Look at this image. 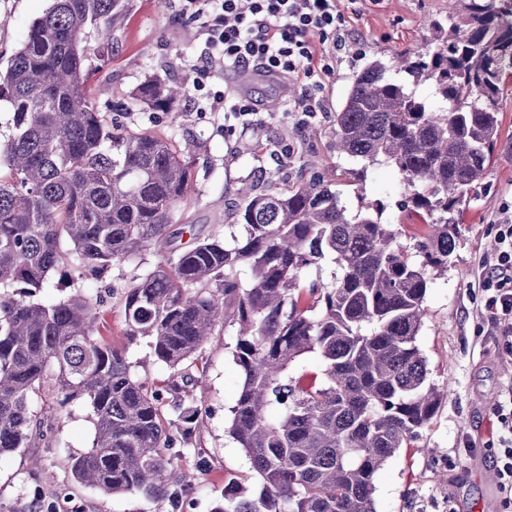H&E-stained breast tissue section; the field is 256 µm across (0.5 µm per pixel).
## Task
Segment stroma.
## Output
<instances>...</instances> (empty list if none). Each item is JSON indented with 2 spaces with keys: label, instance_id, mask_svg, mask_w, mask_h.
I'll use <instances>...</instances> for the list:
<instances>
[{
  "label": "stroma",
  "instance_id": "obj_1",
  "mask_svg": "<svg viewBox=\"0 0 512 512\" xmlns=\"http://www.w3.org/2000/svg\"><path fill=\"white\" fill-rule=\"evenodd\" d=\"M448 0H354L346 14L358 36L351 50L331 63L326 81L327 116L312 126L317 136L297 130L285 104L297 96V82L228 72L222 66L203 70L197 59L204 48L201 22L182 9L179 0H125L111 23L112 50L98 54L97 29L87 28L93 49L92 98L119 124L150 128L194 155L195 191L179 211L181 223L207 235L230 223L238 190L253 167L265 178L281 179L286 163L281 150L292 145L310 171L335 173L341 201L349 212L381 203L383 218L401 221L403 189L387 165L370 167L365 178H350L353 163L329 149L330 115L344 101L350 77L364 58L391 60L419 50L429 35L431 18L443 14ZM51 0H0V62L22 44L34 19ZM160 76L185 88L175 115L131 106L138 84ZM251 95L264 113L261 123H228L214 111L225 86ZM500 138L484 178L474 184L456 216L460 234L448 266L430 271L426 316L416 344L427 360L429 380L446 396L436 416L411 447L387 460L375 478L377 512H512V496L494 474L497 403L512 390V353L484 313L481 286L496 249L499 229L512 216V80L500 101ZM158 262L153 253L111 266L99 280L80 279L73 267L56 271L43 301H59L75 292L102 298L104 332L119 335L123 312L117 295L138 282ZM236 329H217L203 346L192 371L201 383L188 396L202 408L199 430L180 446L179 469L194 488L180 503L139 494L106 495L76 483L68 470L70 456L91 447L95 429L90 408L81 402L63 409L54 428L35 447L0 458V512H30L34 500L52 498L56 512H213L229 479L255 485L250 461L229 436L230 408L241 388V372L232 350Z\"/></svg>",
  "mask_w": 512,
  "mask_h": 512
}]
</instances>
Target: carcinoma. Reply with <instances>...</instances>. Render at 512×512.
<instances>
[{"label":"carcinoma","instance_id":"cac0c4a2","mask_svg":"<svg viewBox=\"0 0 512 512\" xmlns=\"http://www.w3.org/2000/svg\"><path fill=\"white\" fill-rule=\"evenodd\" d=\"M123 0H52L5 68L0 103V458L29 448L53 417L36 400L92 409V446L73 479L105 494L179 500L191 483L172 449L198 429L186 400L207 338L238 325L243 374L229 434L249 457L254 490L230 480L215 512H377L375 477L437 414L416 345L429 271L448 267L455 213L482 179L500 136V96L512 75V0H448L422 51L370 58L334 115L331 149L394 167L401 212L417 222L415 254L404 224L369 205L351 215L325 173L290 186L249 179L233 212L243 236L217 232L182 246L176 219L193 189L194 158L166 136L112 132L91 102L83 35L110 22ZM154 76L133 100L170 112L183 96ZM152 252L157 264L121 297L120 340L100 332L89 296L34 300L63 265L97 280L116 262ZM332 258V286L303 272ZM147 339L170 370L163 388L136 379L129 346ZM307 353L321 380L293 369Z\"/></svg>","mask_w":512,"mask_h":512}]
</instances>
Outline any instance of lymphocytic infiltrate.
I'll list each match as a JSON object with an SVG mask.
<instances>
[{
	"label": "lymphocytic infiltrate",
	"mask_w": 512,
	"mask_h": 512,
	"mask_svg": "<svg viewBox=\"0 0 512 512\" xmlns=\"http://www.w3.org/2000/svg\"><path fill=\"white\" fill-rule=\"evenodd\" d=\"M203 20L207 51L203 66L221 62L233 70L270 77L289 74L301 83L288 103L296 127L325 113L322 91L330 59L355 43L342 0H182ZM485 309L512 352V224H505L497 253L483 280ZM499 485L512 494V393L497 406Z\"/></svg>",
	"instance_id": "obj_1"
}]
</instances>
